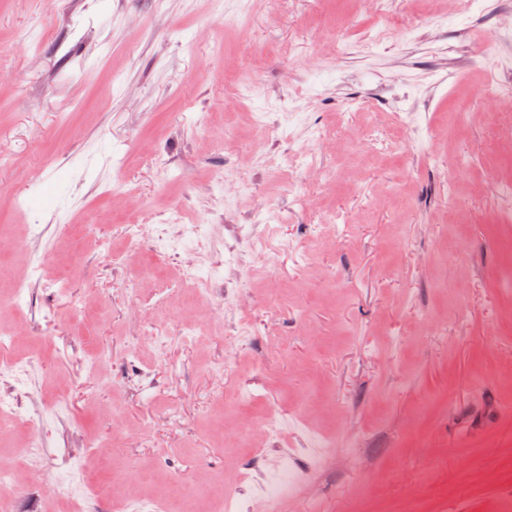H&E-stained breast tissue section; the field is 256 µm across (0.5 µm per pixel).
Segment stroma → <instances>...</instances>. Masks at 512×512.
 <instances>
[{"instance_id": "35a3bbf8", "label": "stroma", "mask_w": 512, "mask_h": 512, "mask_svg": "<svg viewBox=\"0 0 512 512\" xmlns=\"http://www.w3.org/2000/svg\"><path fill=\"white\" fill-rule=\"evenodd\" d=\"M223 4L0 0V278L40 259L69 282L34 295L52 321L17 346L37 405L59 406L80 453L107 436L103 400L119 402L125 454L92 479L125 487L104 512H125L143 471L187 494L219 477L232 490L279 458L225 440L274 424L313 472L283 512H512V121L486 94L512 87V0H448L444 22L429 0H389L406 31L363 27L371 0ZM218 170L258 209L225 198ZM169 215L221 245H288L272 271L244 247L226 256L258 294L216 277L206 302L224 319L169 346L172 372L142 333L171 256L102 246ZM76 298L105 311L104 391L56 342L85 330ZM242 320L253 343L212 379ZM149 369L158 395L128 397ZM318 430L336 441L320 458Z\"/></svg>"}]
</instances>
